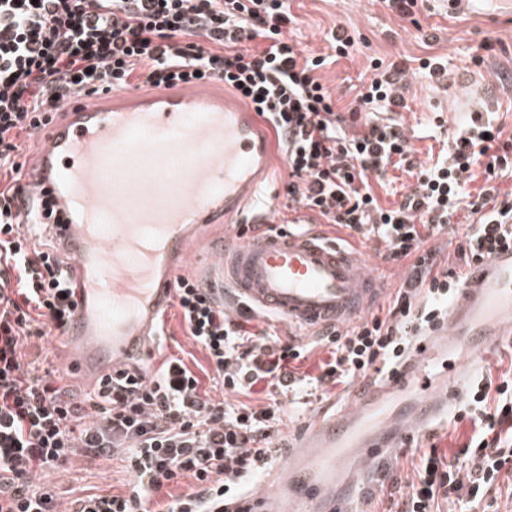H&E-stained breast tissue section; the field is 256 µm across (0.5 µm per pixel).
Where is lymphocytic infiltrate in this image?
Listing matches in <instances>:
<instances>
[{
	"mask_svg": "<svg viewBox=\"0 0 512 512\" xmlns=\"http://www.w3.org/2000/svg\"><path fill=\"white\" fill-rule=\"evenodd\" d=\"M288 0H0V512H224L243 484L280 454L279 396L348 386L369 372L392 370L414 337L443 323L448 302L471 268L512 249V136L488 114L473 112L446 155L418 167L401 113L409 67L372 60V76L338 110L316 73L331 58L361 52L343 26L328 39L330 55L305 52ZM220 83L277 137L288 170L285 207L309 223L343 228L385 249L408 272L385 316L361 320L295 345L273 328L248 329L254 309L231 317L210 287L177 276L174 300L182 323L203 348L225 401L202 392L178 358L155 377L122 371L97 384L96 418L52 370L36 373L23 350L30 339L64 335L74 308L71 266L41 244L44 224L24 223L21 134L52 123L73 95ZM401 167L415 182L382 206L375 187ZM477 191H470L474 180ZM466 220L448 265L428 245L448 225ZM326 352L317 373L299 366L315 348ZM264 393L265 403L253 401ZM468 422V441L448 455L423 452L400 512H439L440 501L477 508L512 479V368L484 375L453 407ZM123 450L132 479L125 492L89 495L61 507L42 477L73 456ZM193 486L169 497L170 484Z\"/></svg>",
	"mask_w": 512,
	"mask_h": 512,
	"instance_id": "lymphocytic-infiltrate-1",
	"label": "lymphocytic infiltrate"
}]
</instances>
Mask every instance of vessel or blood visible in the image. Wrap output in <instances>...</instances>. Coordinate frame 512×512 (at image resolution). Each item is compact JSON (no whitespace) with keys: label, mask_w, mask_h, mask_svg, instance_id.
<instances>
[{"label":"vessel or blood","mask_w":512,"mask_h":512,"mask_svg":"<svg viewBox=\"0 0 512 512\" xmlns=\"http://www.w3.org/2000/svg\"><path fill=\"white\" fill-rule=\"evenodd\" d=\"M450 16L512 19V0H448ZM255 112L194 88L104 108L76 102L41 141L32 201L53 212L50 230L71 260L77 303L65 338L85 382L134 367L150 349L172 296L174 262L199 224L270 223L260 205L275 154ZM209 286L229 290L308 337L357 322L381 298L376 268L311 231L229 237L209 264ZM512 345V251L487 258L448 304L444 327L415 341L387 375L362 381L348 406L317 417L297 450L251 491V512H336L345 482L411 447L447 415L473 377Z\"/></svg>","instance_id":"vessel-or-blood-1"}]
</instances>
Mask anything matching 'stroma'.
Returning a JSON list of instances; mask_svg holds the SVG:
<instances>
[{
	"label": "stroma",
	"instance_id": "35a3bbf8",
	"mask_svg": "<svg viewBox=\"0 0 512 512\" xmlns=\"http://www.w3.org/2000/svg\"><path fill=\"white\" fill-rule=\"evenodd\" d=\"M290 6L300 20L296 38L306 52L329 53L326 37L339 25L354 31L364 44L362 54L355 59L339 60L318 72L338 108H345L370 78V59L405 61L411 74L406 93L409 108L403 117L406 127L415 134L412 144L418 162L434 164L446 138L468 119L474 106L494 113L505 134H512V23L486 26L450 19L445 0H424L411 21L391 11L384 0H290ZM428 56L447 58V85L433 84L417 73L419 59ZM164 318L167 334L150 354L153 367L174 357L192 367L205 365V352L188 335L177 306H169ZM25 351L37 367L53 368L59 386L79 400L88 399L91 389L69 370L70 354L61 337L30 340ZM350 397V391L331 386L309 404L299 398L283 399L281 443L294 440L315 415L339 409ZM130 478L128 462L120 453L77 455L46 476L47 482L57 486L68 500L121 492Z\"/></svg>",
	"mask_w": 512,
	"mask_h": 512
}]
</instances>
